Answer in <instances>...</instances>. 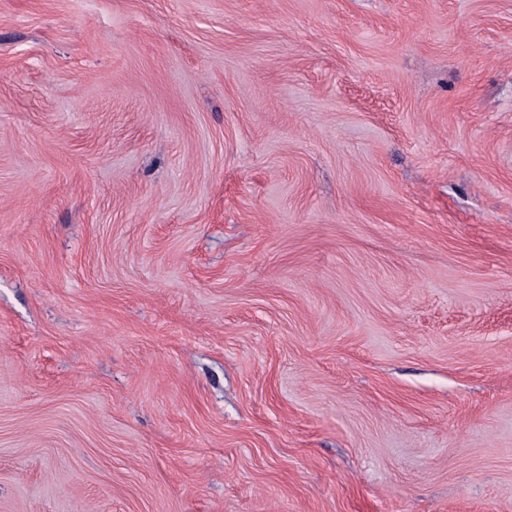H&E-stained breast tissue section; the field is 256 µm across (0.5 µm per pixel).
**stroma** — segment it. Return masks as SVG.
I'll list each match as a JSON object with an SVG mask.
<instances>
[{
	"label": "stroma",
	"instance_id": "35a3bbf8",
	"mask_svg": "<svg viewBox=\"0 0 512 512\" xmlns=\"http://www.w3.org/2000/svg\"><path fill=\"white\" fill-rule=\"evenodd\" d=\"M0 512H512V0H0Z\"/></svg>",
	"mask_w": 512,
	"mask_h": 512
}]
</instances>
